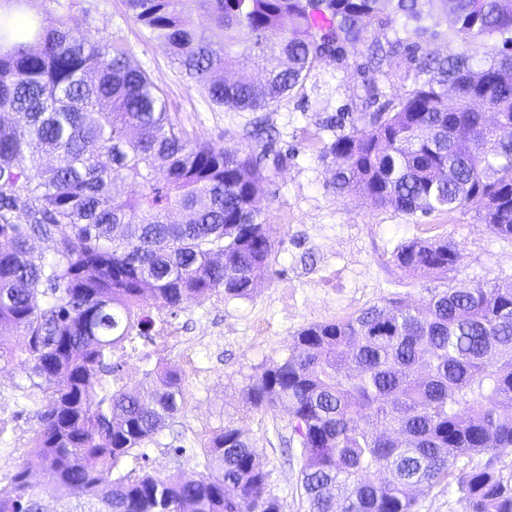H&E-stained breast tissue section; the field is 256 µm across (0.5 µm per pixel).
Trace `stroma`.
<instances>
[{"label":"stroma","instance_id":"35a3bbf8","mask_svg":"<svg viewBox=\"0 0 512 512\" xmlns=\"http://www.w3.org/2000/svg\"><path fill=\"white\" fill-rule=\"evenodd\" d=\"M66 19L89 40L109 37L122 44L132 62L163 89L170 112L191 136L229 147L240 141L251 113L210 104L181 72L167 46L146 37L123 0H73ZM427 27L417 41L421 56L464 54L482 64L499 44L495 38L462 39L432 21ZM364 62L361 47L346 59L320 61L303 90L265 113L283 155L259 201L261 220L278 251L274 275L248 299L228 302L215 293L201 302L187 301L153 342L124 356L128 374H137L148 360L176 370L183 379L182 410L148 446L152 473H202L201 442L229 424L244 431L263 469L270 472L280 512H306L300 488L302 462L284 445L291 434L288 412L251 409L243 397L250 377L287 355L297 332L308 324L348 316L385 298L426 299L462 281L512 282V239L493 234L476 208L407 215L373 207L359 194L338 197L329 188L331 168L319 159L332 137L324 129L327 116L357 115L384 106L420 80L414 63L404 55L378 73L364 70ZM371 83L379 90L373 102L366 91ZM413 239L448 240L461 252L462 261L444 275H407L392 254L397 245ZM47 402V393L32 387L23 366L0 370V485L19 468H27L45 512H60L57 490L27 456L38 428L35 413ZM175 438L185 448L177 458L168 449Z\"/></svg>","mask_w":512,"mask_h":512}]
</instances>
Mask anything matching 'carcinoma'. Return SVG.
I'll list each match as a JSON object with an SVG mask.
<instances>
[{"label": "carcinoma", "instance_id": "obj_1", "mask_svg": "<svg viewBox=\"0 0 512 512\" xmlns=\"http://www.w3.org/2000/svg\"><path fill=\"white\" fill-rule=\"evenodd\" d=\"M207 100L257 112L304 87L315 64L402 22L369 61L409 53L425 20L455 34L499 36L477 65L421 57L425 78L376 112L340 113L319 158L338 195L415 215L479 208L512 239V0H124ZM211 20L197 31L193 16ZM454 100L448 102V87ZM474 135L485 151L459 146ZM226 148L177 123L161 88L128 51L90 42L64 16L0 14V364L19 361L50 391L30 454L75 499L68 512H280L242 431L203 446L206 473L125 472L184 403L179 373L159 366L122 381L116 350L150 342L153 311L221 292L247 299L277 251L256 203L278 165L273 140ZM138 187L134 194L119 185ZM180 216L171 221L172 212ZM44 252L32 256L30 242ZM406 273H448L445 240L394 251ZM25 344L17 349L14 337ZM250 407H288L303 458L307 512H414L416 493L456 481L466 512H512V282L459 283L425 301L388 299L312 323L288 356L250 378ZM399 435L390 440L382 430ZM482 464L457 468L463 457ZM0 512H43L28 470L0 487Z\"/></svg>", "mask_w": 512, "mask_h": 512}]
</instances>
